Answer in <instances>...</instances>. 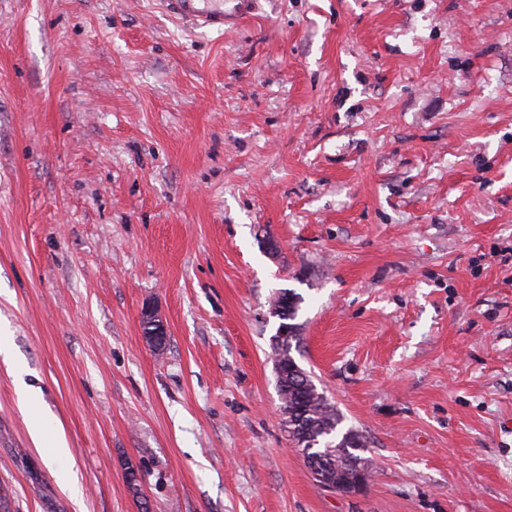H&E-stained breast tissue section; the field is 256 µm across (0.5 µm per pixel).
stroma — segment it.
<instances>
[{
    "label": "stroma",
    "mask_w": 512,
    "mask_h": 512,
    "mask_svg": "<svg viewBox=\"0 0 512 512\" xmlns=\"http://www.w3.org/2000/svg\"><path fill=\"white\" fill-rule=\"evenodd\" d=\"M224 12L0 0V512H512V0ZM288 290L358 493L289 436ZM200 0H162L165 12L178 20L197 22L204 27L224 31V7L203 9ZM141 321L144 326L149 328L147 333H144V336H148L150 338L147 341L154 349H160L157 344L161 345L164 343V338L166 336L165 325L158 315V312L152 306H146L143 308L141 312ZM147 334V335H146ZM31 438L37 448H44L51 457L62 456L67 453V444L61 437L53 435L56 423H51L49 418L31 414L28 418Z\"/></svg>",
    "instance_id": "35a3bbf8"
}]
</instances>
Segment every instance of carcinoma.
Listing matches in <instances>:
<instances>
[{
	"label": "carcinoma",
	"instance_id": "carcinoma-1",
	"mask_svg": "<svg viewBox=\"0 0 512 512\" xmlns=\"http://www.w3.org/2000/svg\"><path fill=\"white\" fill-rule=\"evenodd\" d=\"M288 299V305L279 313L286 332L277 337L280 352L275 364L277 386L283 411L288 413L285 423L295 445L308 458L314 454H329L340 470L332 471L336 482H341L345 465L354 462L369 468L368 459L361 455L365 444L359 433L352 429L338 431L340 418L328 400L318 392L311 376L302 368L286 367L282 357L290 355L291 341L296 326L292 320L298 311L299 297L282 292L277 300Z\"/></svg>",
	"mask_w": 512,
	"mask_h": 512
}]
</instances>
